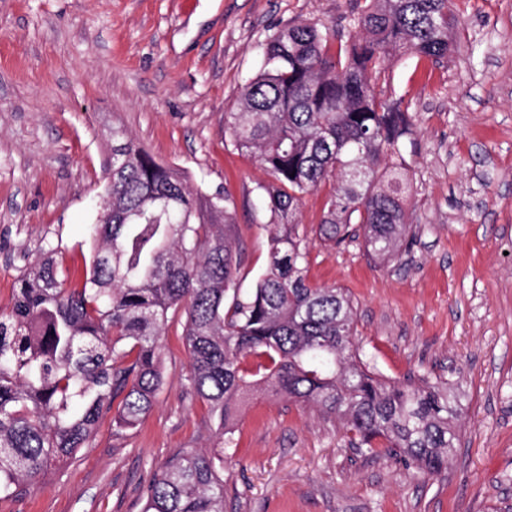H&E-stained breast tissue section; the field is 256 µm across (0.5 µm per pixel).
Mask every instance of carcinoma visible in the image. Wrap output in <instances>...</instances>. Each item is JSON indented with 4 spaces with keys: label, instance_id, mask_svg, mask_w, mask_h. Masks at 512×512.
Here are the masks:
<instances>
[{
    "label": "carcinoma",
    "instance_id": "carcinoma-1",
    "mask_svg": "<svg viewBox=\"0 0 512 512\" xmlns=\"http://www.w3.org/2000/svg\"><path fill=\"white\" fill-rule=\"evenodd\" d=\"M355 23L349 44L308 23L281 29L224 117L237 148L273 179L258 187L270 262L245 296L228 196L192 191L112 128L111 186L82 286L67 287L49 244L0 314V499L74 457L111 405L117 432L150 413L164 384L162 337L178 312L187 381L224 432L254 395L284 397L338 419L362 454L400 457L425 478L448 468L459 442L448 380L424 374L404 387L369 371L351 298L307 280L295 214L330 182L320 239H355L358 224L369 255L397 252L412 131L404 100L381 98L376 84L405 53L447 62L458 19L451 0H364ZM145 498L144 512H224V475L212 455L184 449L153 473Z\"/></svg>",
    "mask_w": 512,
    "mask_h": 512
}]
</instances>
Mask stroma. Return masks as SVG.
<instances>
[{"mask_svg":"<svg viewBox=\"0 0 512 512\" xmlns=\"http://www.w3.org/2000/svg\"><path fill=\"white\" fill-rule=\"evenodd\" d=\"M356 0H0V311L40 245L73 283L89 266L88 228L105 192L118 126L188 184L226 190L241 248L237 278L269 265L272 178L224 132L263 45L306 22L352 41ZM447 64L403 56L378 80L404 98L410 233L375 263L362 239L336 246L317 228L329 193L302 200L307 279L346 290L371 367L406 385L448 377L460 443L422 479L371 458L312 407L255 396L224 434L190 390L183 324L162 339L165 381L151 412L116 432L104 416L72 459L56 463L0 512H142L152 474L178 452L214 455L224 512H512V0H453Z\"/></svg>","mask_w":512,"mask_h":512,"instance_id":"stroma-1","label":"stroma"}]
</instances>
